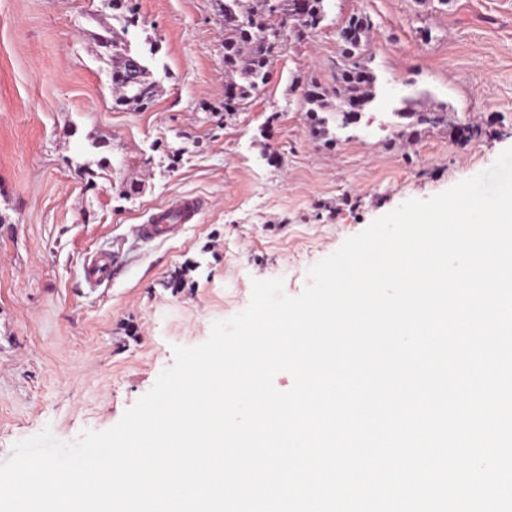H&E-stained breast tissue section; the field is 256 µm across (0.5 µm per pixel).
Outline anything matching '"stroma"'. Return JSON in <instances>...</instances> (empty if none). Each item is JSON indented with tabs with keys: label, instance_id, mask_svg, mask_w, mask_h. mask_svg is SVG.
Instances as JSON below:
<instances>
[{
	"label": "stroma",
	"instance_id": "1",
	"mask_svg": "<svg viewBox=\"0 0 512 512\" xmlns=\"http://www.w3.org/2000/svg\"><path fill=\"white\" fill-rule=\"evenodd\" d=\"M0 0V461L43 429L64 442L116 425L253 280L299 295L307 271L375 219L489 168L512 147V0H325L285 38L269 82L224 109L219 0ZM371 21L372 107L317 136L303 92L333 84L338 30ZM123 35L156 84L114 102ZM448 108L413 141L408 102ZM200 213L144 237L178 197ZM112 257L90 285V255Z\"/></svg>",
	"mask_w": 512,
	"mask_h": 512
}]
</instances>
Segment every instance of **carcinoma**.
<instances>
[{
	"label": "carcinoma",
	"instance_id": "obj_1",
	"mask_svg": "<svg viewBox=\"0 0 512 512\" xmlns=\"http://www.w3.org/2000/svg\"><path fill=\"white\" fill-rule=\"evenodd\" d=\"M278 2L285 31L293 33L297 41L304 40L318 29L324 20V0H261L254 5L251 0H224V75L226 95L224 111L233 112L265 85L270 67L280 42L267 35L276 24L272 2ZM370 22L363 15H351L339 30L341 55L344 62L336 67L335 85L331 90L313 85L305 92L307 102L313 105L312 117L320 125L319 132L326 133L325 119L317 113L325 112L331 104L327 96L336 97V114L345 117L355 114L375 99L374 77L366 66L349 59L362 54L366 46V32ZM112 84L119 90L115 102H148L153 96V85L148 81L147 67H142L141 80L130 84L125 78L126 58L140 59L131 53L126 44L112 37ZM405 117L415 118L414 125L437 126L447 119L444 112H405Z\"/></svg>",
	"mask_w": 512,
	"mask_h": 512
}]
</instances>
